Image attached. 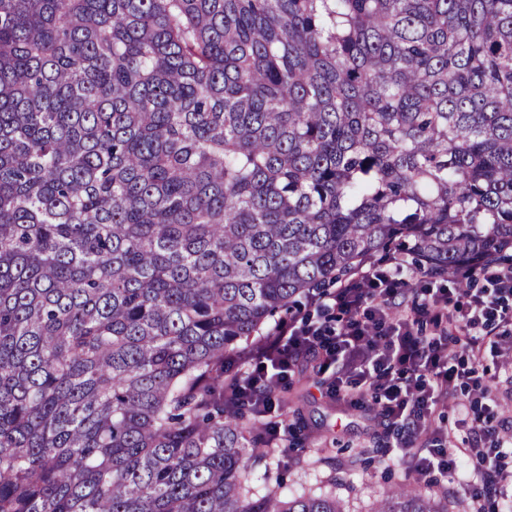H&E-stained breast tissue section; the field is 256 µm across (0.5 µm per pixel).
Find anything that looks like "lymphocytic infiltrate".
<instances>
[{"label":"lymphocytic infiltrate","mask_w":512,"mask_h":512,"mask_svg":"<svg viewBox=\"0 0 512 512\" xmlns=\"http://www.w3.org/2000/svg\"><path fill=\"white\" fill-rule=\"evenodd\" d=\"M471 270L478 287L459 290L451 276L407 304L403 259L357 265L263 334L251 367L225 390L227 404L245 398L255 416H268L271 378H292L309 361L328 397L373 405L415 473L441 479L473 467L471 512L512 499V440L493 416L475 412L497 389L486 378L489 353L512 343V266L489 255ZM452 397L461 416L445 425Z\"/></svg>","instance_id":"obj_1"}]
</instances>
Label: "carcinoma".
<instances>
[{
	"label": "carcinoma",
	"mask_w": 512,
	"mask_h": 512,
	"mask_svg": "<svg viewBox=\"0 0 512 512\" xmlns=\"http://www.w3.org/2000/svg\"><path fill=\"white\" fill-rule=\"evenodd\" d=\"M503 238L512 0H0V512H345L251 486L225 359Z\"/></svg>",
	"instance_id": "obj_1"
}]
</instances>
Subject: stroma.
<instances>
[{"mask_svg":"<svg viewBox=\"0 0 512 512\" xmlns=\"http://www.w3.org/2000/svg\"><path fill=\"white\" fill-rule=\"evenodd\" d=\"M288 402L286 442L272 444L257 474L282 480L288 491H332L348 512H374L382 492L419 490L447 500L448 512H469L466 473L431 483L417 479L405 458L383 455L387 432L372 411L329 399L321 376L304 369L277 390Z\"/></svg>","mask_w":512,"mask_h":512,"instance_id":"1","label":"stroma"}]
</instances>
